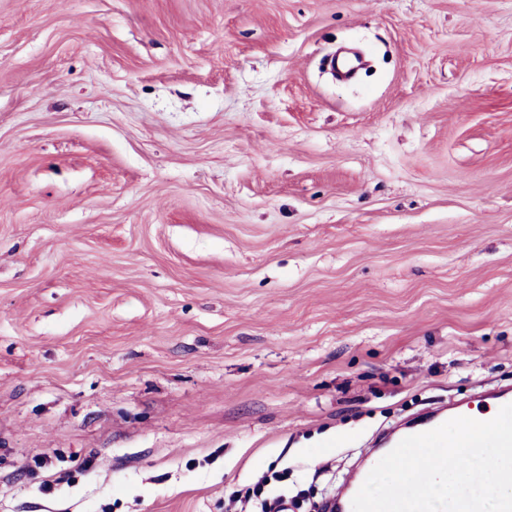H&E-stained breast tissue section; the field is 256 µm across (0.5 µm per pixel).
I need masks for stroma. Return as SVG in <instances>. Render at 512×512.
Returning a JSON list of instances; mask_svg holds the SVG:
<instances>
[{"mask_svg":"<svg viewBox=\"0 0 512 512\" xmlns=\"http://www.w3.org/2000/svg\"><path fill=\"white\" fill-rule=\"evenodd\" d=\"M510 384L512 0H0V512H308ZM495 398L497 399V401L495 403V413L491 417H482L481 418V417H473V416L466 415V414L456 413L454 415H447V416L443 417L442 419H440L439 421L435 422L434 424H432V425H430L428 427L417 428V429L412 430L409 433L398 435L396 437V439L394 440V442L392 443L391 447L387 448L380 456H378L376 458V460H374L373 468L385 455H387L390 451H392L404 438H406L408 436H412V435H415V434H419V433H422V432H426V431L432 430V429L442 425L446 421H448L450 419H453V418H456V417H469V418H473V419L480 420V421H487V420H490L493 417H495L501 407H503L504 405H507V404H512V398L511 397H510V399H507V397H505V396H498V397H495Z\"/></svg>","mask_w":512,"mask_h":512,"instance_id":"35a3bbf8","label":"stroma"}]
</instances>
